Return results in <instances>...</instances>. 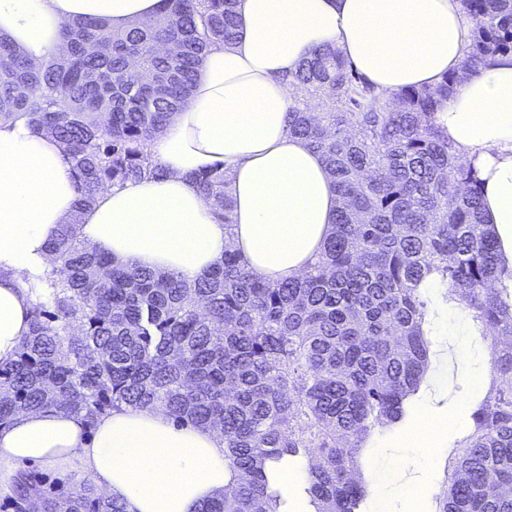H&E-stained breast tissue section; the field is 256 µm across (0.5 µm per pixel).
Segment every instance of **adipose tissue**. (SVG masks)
Segmentation results:
<instances>
[{"label":"adipose tissue","mask_w":512,"mask_h":512,"mask_svg":"<svg viewBox=\"0 0 512 512\" xmlns=\"http://www.w3.org/2000/svg\"><path fill=\"white\" fill-rule=\"evenodd\" d=\"M159 9L160 0H0V33L42 59L75 18L122 29L150 22ZM237 11L236 41L209 48L188 104L150 143L164 176L102 191L80 220L90 248L188 282L228 247L260 280L301 276L318 260L339 202L321 156L288 132L289 80L300 60L333 45L389 98L410 86L437 87L459 70L474 29L460 0H238ZM433 120L473 168L485 221L512 269V56L461 82ZM218 166L233 199L228 227L192 181ZM79 192L64 144L21 120L0 123V363L15 359L29 332L35 296L27 283L49 267L46 245ZM422 291L429 364L419 418L400 440L430 454L472 427L488 378L473 357L459 372L462 395L434 405L430 387L444 351L459 330L482 329L437 283ZM25 462L77 473L128 512H195L229 486L223 436L176 426L160 407H124L92 428L61 410L20 415L0 426V496L12 494Z\"/></svg>","instance_id":"obj_1"}]
</instances>
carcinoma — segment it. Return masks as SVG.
Listing matches in <instances>:
<instances>
[{"label":"carcinoma","instance_id":"obj_1","mask_svg":"<svg viewBox=\"0 0 512 512\" xmlns=\"http://www.w3.org/2000/svg\"><path fill=\"white\" fill-rule=\"evenodd\" d=\"M237 0H161L157 18L114 31L79 19L34 61L0 36V122L26 120L67 147L80 185L49 242L30 330L0 364V424L60 409L94 426L122 407H164L178 426L218 430L231 487L195 512H283L282 466L303 476L314 512H359L360 459L374 432L408 415L427 368L425 279L461 294L484 329L512 337V270L498 259L473 170L433 122L454 86L512 54V0H461L475 23L459 71L386 101L331 47L289 84L332 102L288 111L291 135L322 157L340 201L317 264L283 282L252 277L237 252L188 283L129 269L86 247L80 215L108 187L159 178L147 142L189 100L208 48L232 43ZM224 226V169L193 178ZM494 395L455 445L442 512H512V342H493ZM15 512H126L91 485L57 494L16 479Z\"/></svg>","mask_w":512,"mask_h":512}]
</instances>
